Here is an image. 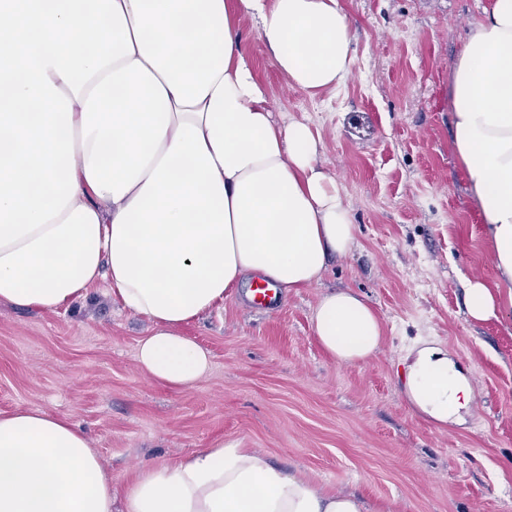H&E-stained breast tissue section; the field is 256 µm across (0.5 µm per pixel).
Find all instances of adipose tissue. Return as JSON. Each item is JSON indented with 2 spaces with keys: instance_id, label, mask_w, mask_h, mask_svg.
Wrapping results in <instances>:
<instances>
[{
  "instance_id": "adipose-tissue-1",
  "label": "adipose tissue",
  "mask_w": 512,
  "mask_h": 512,
  "mask_svg": "<svg viewBox=\"0 0 512 512\" xmlns=\"http://www.w3.org/2000/svg\"><path fill=\"white\" fill-rule=\"evenodd\" d=\"M289 89L345 85L356 59L340 0H0V302L54 313L108 279L153 325L140 370L176 388L211 369L184 326L259 278L307 288L356 243L348 193L309 121L276 122L237 17ZM453 147L481 212L497 286L467 281L475 321L512 307V0H485L449 86ZM319 344L358 364L384 341L370 303L319 297ZM403 394L440 426L475 400L447 347L406 352ZM86 433L42 409L0 413V512H112ZM123 512H370L223 442L143 465Z\"/></svg>"
}]
</instances>
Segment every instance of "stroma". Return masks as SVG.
<instances>
[{
	"instance_id": "obj_1",
	"label": "stroma",
	"mask_w": 512,
	"mask_h": 512,
	"mask_svg": "<svg viewBox=\"0 0 512 512\" xmlns=\"http://www.w3.org/2000/svg\"><path fill=\"white\" fill-rule=\"evenodd\" d=\"M483 0H341L356 61L339 91L287 89L250 19L239 23L273 117L309 118L321 158L349 195L357 246L272 314L243 290L189 322L210 351L195 387L173 389L136 360L150 324L107 283L57 313L0 302V411L40 408L86 432L114 486L222 440L252 448L372 512H512V312L471 321L464 279L497 283L484 226L453 151L448 81ZM350 289L384 328L366 362L340 365L316 342L319 296ZM447 345L476 399L437 426L402 393V357Z\"/></svg>"
}]
</instances>
